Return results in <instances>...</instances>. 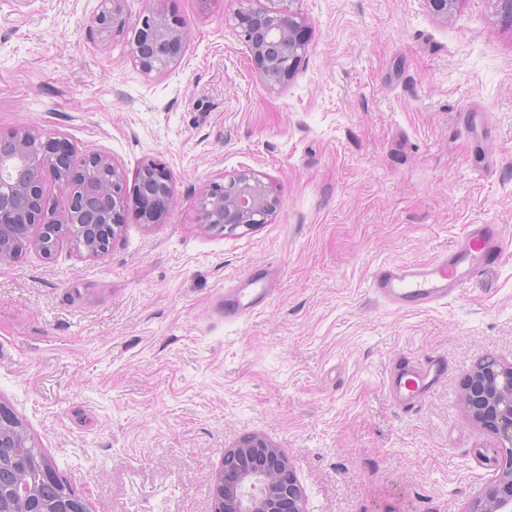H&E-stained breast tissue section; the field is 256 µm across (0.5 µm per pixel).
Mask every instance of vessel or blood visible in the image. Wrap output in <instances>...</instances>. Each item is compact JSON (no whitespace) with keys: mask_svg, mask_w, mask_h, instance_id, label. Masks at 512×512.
<instances>
[{"mask_svg":"<svg viewBox=\"0 0 512 512\" xmlns=\"http://www.w3.org/2000/svg\"><path fill=\"white\" fill-rule=\"evenodd\" d=\"M502 258L500 226L471 224L448 253L425 262L380 265L372 274L371 286L395 309H427L496 267ZM447 369L439 356L410 361L390 372L385 389L398 405L413 408Z\"/></svg>","mask_w":512,"mask_h":512,"instance_id":"obj_1","label":"vessel or blood"}]
</instances>
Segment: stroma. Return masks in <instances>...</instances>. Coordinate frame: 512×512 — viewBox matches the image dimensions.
Segmentation results:
<instances>
[{"label":"stroma","mask_w":512,"mask_h":512,"mask_svg":"<svg viewBox=\"0 0 512 512\" xmlns=\"http://www.w3.org/2000/svg\"><path fill=\"white\" fill-rule=\"evenodd\" d=\"M258 0H126L186 32L177 65L142 73L99 0H0V134L30 124L111 157L127 196L148 161L175 200L134 210L101 257L61 241L0 262V401L92 512H210L224 451L260 434L310 512H465L493 475L468 372L512 362V245L448 301L396 310L383 264L450 250L469 224L512 237V25L496 0H299L297 77L266 88L229 19ZM273 184L269 223L225 233L200 202L225 174ZM275 291L224 320V291ZM440 355L415 409L384 381Z\"/></svg>","instance_id":"35a3bbf8"}]
</instances>
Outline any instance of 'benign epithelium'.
<instances>
[{
	"mask_svg": "<svg viewBox=\"0 0 512 512\" xmlns=\"http://www.w3.org/2000/svg\"><path fill=\"white\" fill-rule=\"evenodd\" d=\"M297 0H265L258 8L239 9L232 27L246 43L255 77L271 90L282 88L298 74L309 44L311 26L293 8ZM99 35L133 33L131 54L144 73L160 71L178 62L185 39L181 23L158 9L127 25L125 0H101L93 17ZM16 150L0 155V260L14 257V237L45 255L59 241L81 235L86 250L106 254L101 238L113 239L124 209L123 180L104 153L78 155L63 135L43 136L23 124L13 132ZM225 184L206 191L205 223L229 232L268 221L278 205L271 187L250 171L226 175ZM55 182L68 199L67 207L54 208L44 186ZM137 214L143 224L159 222L172 205L174 187L166 168L146 164L137 190ZM39 228L32 235L33 228ZM463 402L469 416L495 438L491 448L496 473L466 512H512V362L489 356L469 374ZM22 433L16 414L0 403V469L20 473L15 486L0 485V512H91L89 504L69 485L51 503H44L31 469L47 480L59 479L54 466L20 460L1 452L14 447ZM212 512H309L308 499L285 452L261 435L245 437L224 451V460L211 478Z\"/></svg>",
	"mask_w": 512,
	"mask_h": 512,
	"instance_id": "benign-epithelium-1",
	"label": "benign epithelium"
}]
</instances>
